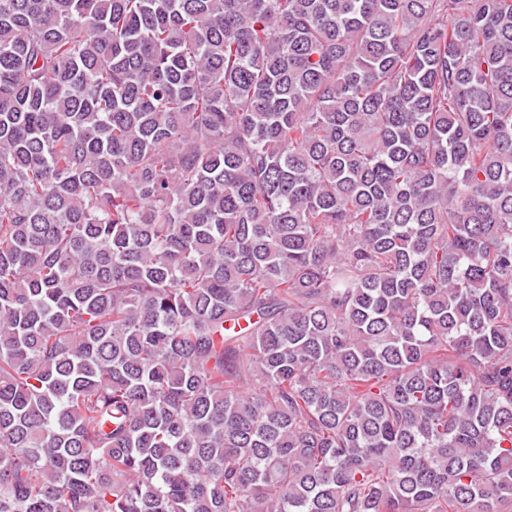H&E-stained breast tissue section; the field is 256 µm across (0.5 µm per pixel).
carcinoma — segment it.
Segmentation results:
<instances>
[{"instance_id":"cac0c4a2","label":"carcinoma","mask_w":512,"mask_h":512,"mask_svg":"<svg viewBox=\"0 0 512 512\" xmlns=\"http://www.w3.org/2000/svg\"><path fill=\"white\" fill-rule=\"evenodd\" d=\"M0 512H512V0H0Z\"/></svg>"}]
</instances>
